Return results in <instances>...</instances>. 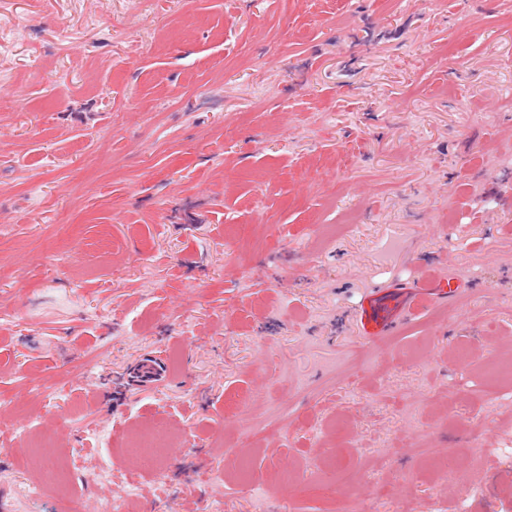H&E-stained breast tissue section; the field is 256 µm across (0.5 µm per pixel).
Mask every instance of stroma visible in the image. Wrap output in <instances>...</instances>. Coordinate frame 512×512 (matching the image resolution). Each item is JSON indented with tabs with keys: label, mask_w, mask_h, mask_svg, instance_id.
I'll return each instance as SVG.
<instances>
[{
	"label": "stroma",
	"mask_w": 512,
	"mask_h": 512,
	"mask_svg": "<svg viewBox=\"0 0 512 512\" xmlns=\"http://www.w3.org/2000/svg\"><path fill=\"white\" fill-rule=\"evenodd\" d=\"M508 365L512 0H0V512H512ZM436 280V277L431 276L428 282L417 288V296L422 295V297L416 303L417 296L408 298L394 290H387L370 297L364 306L362 315L365 335L369 337L382 336L394 329L404 313L421 301L446 302L450 299L455 292L450 280L447 285H442Z\"/></svg>",
	"instance_id": "obj_1"
}]
</instances>
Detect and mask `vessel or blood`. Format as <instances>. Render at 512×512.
<instances>
[{
    "mask_svg": "<svg viewBox=\"0 0 512 512\" xmlns=\"http://www.w3.org/2000/svg\"><path fill=\"white\" fill-rule=\"evenodd\" d=\"M417 297L411 298L393 290L370 297L364 307L362 322L366 336L377 337L394 329L401 317L415 303L416 298L442 302L450 299L452 292L436 280H428L417 289Z\"/></svg>",
    "mask_w": 512,
    "mask_h": 512,
    "instance_id": "vessel-or-blood-1",
    "label": "vessel or blood"
}]
</instances>
